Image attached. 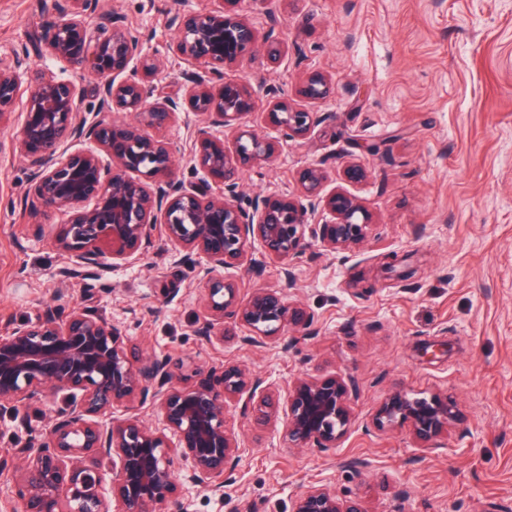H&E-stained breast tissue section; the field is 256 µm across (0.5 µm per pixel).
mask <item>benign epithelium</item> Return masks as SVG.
<instances>
[{"label": "benign epithelium", "mask_w": 512, "mask_h": 512, "mask_svg": "<svg viewBox=\"0 0 512 512\" xmlns=\"http://www.w3.org/2000/svg\"><path fill=\"white\" fill-rule=\"evenodd\" d=\"M220 0L209 10H178L171 50L194 65L176 78L169 94L155 83L157 60L144 50L145 36L103 0H62L46 24L40 53L59 69L32 71L20 53L0 58V129L14 126V110L26 98L12 152L29 166L28 204L67 216L55 238L69 262L65 279L93 286L103 273L133 266L162 237L184 257L200 261L193 278L204 288L199 332L212 336L229 314L264 345L288 327L315 329V316L291 299L289 269L281 288H261L238 301L239 286L224 278V267L244 260L258 240L265 257L284 263L297 257L306 237L326 250L353 251L366 239L370 215L344 189L325 191L327 171L309 167L294 196L255 197L240 202L243 171L270 161L273 144L242 119L251 112L255 90L225 77V70L255 51L275 63L278 42H259L256 28ZM98 22L90 26L87 16ZM108 77L94 100L64 77L70 67ZM334 89L322 72H311L296 94L327 98ZM202 117L191 135L189 161L204 174L198 182L180 174L183 153L161 132L180 112ZM132 112L127 123L104 118ZM269 121L286 138H305L319 123L315 113L272 93ZM330 215L325 220L324 215ZM78 391L81 396L73 395ZM72 394L45 441L22 452L11 471L23 497V512H112L101 490V466L112 467V496L119 512H153L176 503L180 462L190 463L189 480L224 496L244 452L226 428L229 405L264 426L285 418L284 438L294 449L336 448L352 419L357 386L349 376L300 375L288 384L286 402L265 378L227 365L219 387H177L169 361L137 364L121 329L85 307L60 317L50 311L0 334V408L29 404L48 395ZM150 405L164 428L156 430L134 412L102 428L92 416ZM374 421L380 428L406 425L423 446L460 421L456 401L444 392L428 396L401 388L388 394ZM292 512H368L360 497L341 498L326 484H314Z\"/></svg>", "instance_id": "benign-epithelium-1"}]
</instances>
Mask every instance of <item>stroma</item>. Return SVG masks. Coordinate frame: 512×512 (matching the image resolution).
I'll use <instances>...</instances> for the list:
<instances>
[{
    "label": "stroma",
    "instance_id": "obj_1",
    "mask_svg": "<svg viewBox=\"0 0 512 512\" xmlns=\"http://www.w3.org/2000/svg\"><path fill=\"white\" fill-rule=\"evenodd\" d=\"M56 0H0V56L28 49L32 68ZM217 0H107L148 38L160 84L175 91L185 63L170 51L178 9ZM260 34L284 42L278 63L258 54L229 80L260 95L244 119L275 146L274 161L245 172L243 199L294 194L303 170L326 165L328 184L347 187L371 216L363 246L325 251L309 240L290 262L291 294L317 319L316 335L281 330L263 347L224 321L222 336L196 332L202 288L176 248L156 239L138 266L107 272L88 290L59 271L54 239L66 220L22 200L29 173L0 151V334L46 310L98 308L141 363L169 359L182 386L218 382L225 365L264 376L280 394L299 374L352 377L359 393L335 459L293 449L282 423L253 425L230 409L226 426L245 451L223 496L180 483V512H291L321 481L359 495L369 512H512V0H239ZM335 81L307 102L321 118L304 139H285L266 118L270 90H291L304 73ZM358 162L364 178L346 183ZM247 262L227 266L240 298L282 284L279 263L258 241ZM441 391L458 425L423 448L408 428L378 429L373 416L396 387ZM51 395L0 409V463L39 443L63 406ZM0 472V512H21L15 483Z\"/></svg>",
    "mask_w": 512,
    "mask_h": 512
}]
</instances>
